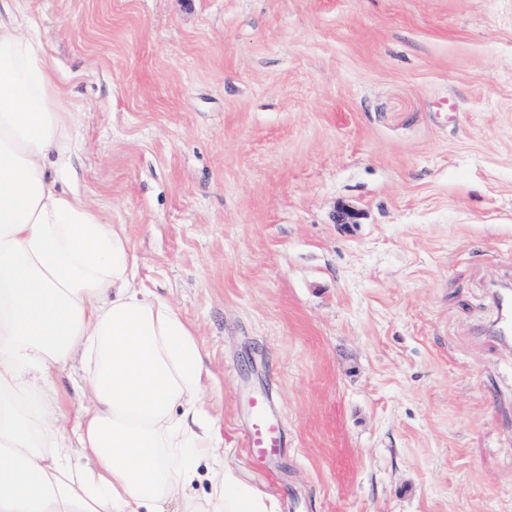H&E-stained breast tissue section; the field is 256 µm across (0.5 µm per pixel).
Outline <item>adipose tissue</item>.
<instances>
[{"mask_svg":"<svg viewBox=\"0 0 512 512\" xmlns=\"http://www.w3.org/2000/svg\"><path fill=\"white\" fill-rule=\"evenodd\" d=\"M24 0H0V512H271L228 464L180 310L125 227L64 188L80 146ZM80 363L69 408L57 379Z\"/></svg>","mask_w":512,"mask_h":512,"instance_id":"obj_1","label":"adipose tissue"}]
</instances>
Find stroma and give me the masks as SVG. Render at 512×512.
<instances>
[{"mask_svg": "<svg viewBox=\"0 0 512 512\" xmlns=\"http://www.w3.org/2000/svg\"><path fill=\"white\" fill-rule=\"evenodd\" d=\"M275 512H512V0H26ZM268 397L281 453L247 448ZM496 318L488 330L505 342L512 344V289L509 284L496 289L494 294Z\"/></svg>", "mask_w": 512, "mask_h": 512, "instance_id": "obj_1", "label": "stroma"}]
</instances>
